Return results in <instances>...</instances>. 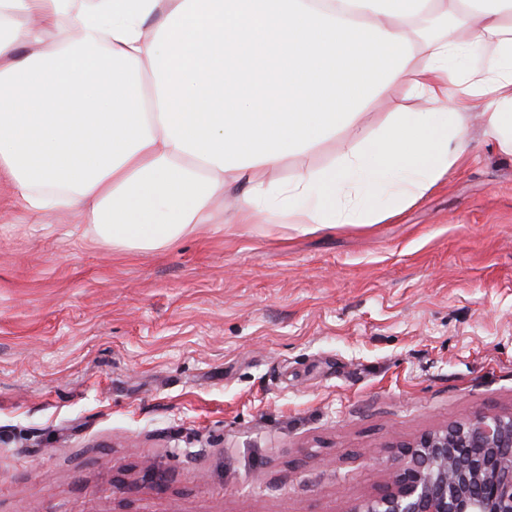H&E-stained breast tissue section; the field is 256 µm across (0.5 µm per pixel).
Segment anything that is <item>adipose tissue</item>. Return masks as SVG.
<instances>
[{
    "label": "adipose tissue",
    "mask_w": 512,
    "mask_h": 512,
    "mask_svg": "<svg viewBox=\"0 0 512 512\" xmlns=\"http://www.w3.org/2000/svg\"><path fill=\"white\" fill-rule=\"evenodd\" d=\"M399 82L431 111L272 180ZM486 97L512 150V0H0V177L116 248L197 234L232 184L239 224L378 223L377 194L397 208L450 172Z\"/></svg>",
    "instance_id": "obj_1"
}]
</instances>
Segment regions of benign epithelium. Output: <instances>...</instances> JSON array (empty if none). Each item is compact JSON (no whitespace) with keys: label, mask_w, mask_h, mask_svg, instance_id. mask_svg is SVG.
<instances>
[{"label":"benign epithelium","mask_w":512,"mask_h":512,"mask_svg":"<svg viewBox=\"0 0 512 512\" xmlns=\"http://www.w3.org/2000/svg\"><path fill=\"white\" fill-rule=\"evenodd\" d=\"M396 460L381 490L350 512H512V411L425 433Z\"/></svg>","instance_id":"1"}]
</instances>
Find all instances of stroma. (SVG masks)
Listing matches in <instances>:
<instances>
[{"label": "stroma", "instance_id": "35a3bbf8", "mask_svg": "<svg viewBox=\"0 0 512 512\" xmlns=\"http://www.w3.org/2000/svg\"><path fill=\"white\" fill-rule=\"evenodd\" d=\"M393 86L300 163L422 109ZM224 222L115 250L0 181V512H349L392 443L512 409V154L377 224ZM157 462L163 490L136 485Z\"/></svg>", "mask_w": 512, "mask_h": 512}]
</instances>
